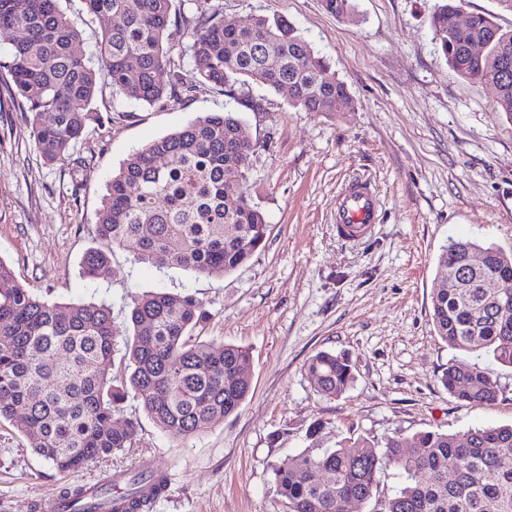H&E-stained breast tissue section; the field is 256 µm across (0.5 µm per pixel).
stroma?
Returning a JSON list of instances; mask_svg holds the SVG:
<instances>
[{
  "mask_svg": "<svg viewBox=\"0 0 512 512\" xmlns=\"http://www.w3.org/2000/svg\"><path fill=\"white\" fill-rule=\"evenodd\" d=\"M225 23L282 15L344 81L348 112H299L288 90L249 82L224 94L203 83L167 105L149 106L109 84L93 107L99 130L73 155L85 177L40 157L21 98L0 70V260L23 285L60 303L104 301L125 327L146 291L190 293L210 317L198 341L247 348L252 390L237 414L174 440L132 398L131 448L60 473L30 448L16 422L0 421V512H50L64 485L100 482L131 468L164 472L152 512H286L273 468L343 437L384 445L419 431L458 433L512 424V368L488 352L477 361L499 385L488 406L467 405L442 386L448 364L465 361L431 320L436 260L449 238L512 252V122L494 109L496 91L458 76L438 51L430 16L438 0H353L355 18L337 19L323 0H218ZM80 31L78 53L93 58L105 19L83 0H59ZM232 111L260 148L229 182L265 212L264 246L234 272L198 276L136 262L138 246L114 249L96 279L82 258L93 246L98 210L128 155L206 112ZM351 180L370 184L378 222L369 236L341 239L332 219ZM347 354L354 380L337 397L305 374L316 352ZM320 424L308 435L312 424Z\"/></svg>",
  "mask_w": 512,
  "mask_h": 512,
  "instance_id": "obj_1",
  "label": "stroma"
}]
</instances>
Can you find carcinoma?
<instances>
[{
	"label": "carcinoma",
	"mask_w": 512,
	"mask_h": 512,
	"mask_svg": "<svg viewBox=\"0 0 512 512\" xmlns=\"http://www.w3.org/2000/svg\"><path fill=\"white\" fill-rule=\"evenodd\" d=\"M173 2L84 0L90 14L108 19L95 68L74 52L81 34L58 0H0V29L11 34L0 69L26 100L30 137L46 162H70L75 144L99 124L92 102L105 81L150 106L177 100L198 82L224 89L252 80L275 91L291 86L290 106L299 112L353 108L344 82L287 18L257 16L232 26L218 3L182 17L186 42L174 47L166 43ZM459 3L440 0L430 19L434 40L458 76L496 86V111L512 121V71L501 70L512 29L490 14H473L460 26ZM324 5L338 18H353L351 0ZM475 45L478 71L469 54ZM175 51L190 57L191 78L175 67ZM259 148L237 113L210 112L133 151L108 186L96 224L101 246L84 254V275L97 277L112 251L131 241L138 258L158 268L211 276L243 266L264 243L268 224L249 193L225 175L247 169ZM490 276L512 280L511 252L449 238L437 258L443 287L433 291L431 319L448 347L487 351L512 367V287L483 301L478 283ZM207 319L192 294L147 292L132 302L116 361L111 306L46 300L0 260V420L23 413L20 432L30 448L62 473L131 446L134 421L119 419L129 396L173 438L198 434L236 413L251 391L247 349L193 340ZM306 375L329 397L353 381L348 357L328 351L307 361ZM441 382L469 404H490L499 393L497 381L475 364L448 365ZM387 466L404 481L373 512H512V425L418 432L410 448L398 437L381 448L344 437L334 448H307L275 466L274 484L287 512H347L350 500L375 498ZM120 482L123 491L112 494ZM167 486L166 477L138 469L93 489L65 486L58 499L69 512H150Z\"/></svg>",
	"instance_id": "obj_1"
}]
</instances>
